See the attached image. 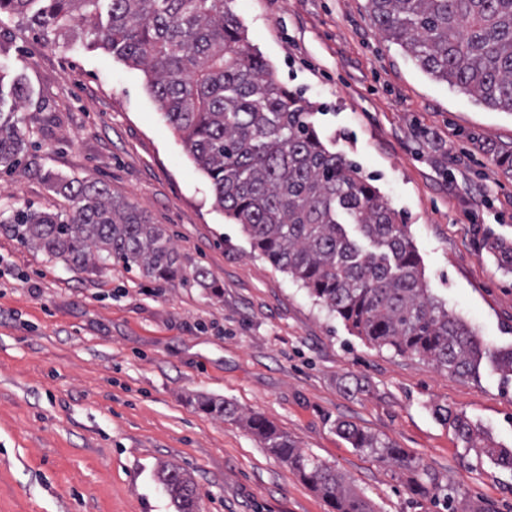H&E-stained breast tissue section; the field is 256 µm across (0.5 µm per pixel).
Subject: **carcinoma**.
<instances>
[{
	"instance_id": "carcinoma-1",
	"label": "carcinoma",
	"mask_w": 512,
	"mask_h": 512,
	"mask_svg": "<svg viewBox=\"0 0 512 512\" xmlns=\"http://www.w3.org/2000/svg\"><path fill=\"white\" fill-rule=\"evenodd\" d=\"M230 2L0 0V14L21 18L53 42L60 32L79 29L94 36L95 47L142 68L166 121L208 176L215 207L242 226L253 250L369 343L475 376L483 349L471 328L429 293L407 225L397 222L359 167L329 147L312 103L273 76ZM367 9L384 38L434 80L512 112V0H367ZM4 78L0 72V107L7 93L17 112L31 91L16 76L5 93ZM24 146L18 121L0 111V166H16ZM49 182L71 202L68 214L28 207L0 220V230L74 266L114 262L167 284L184 280L162 225L104 185ZM490 252L512 273V242L496 239ZM492 359L512 379V347ZM200 405L244 422L334 512H371L341 475L263 416L242 415L225 400ZM435 414L469 447L512 469V449L495 447L465 415L442 407ZM336 432L353 447L416 472L403 449L357 425L341 421ZM158 478L178 512H196L199 492L189 475L164 466Z\"/></svg>"
}]
</instances>
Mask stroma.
<instances>
[{
  "label": "stroma",
  "instance_id": "35a3bbf8",
  "mask_svg": "<svg viewBox=\"0 0 512 512\" xmlns=\"http://www.w3.org/2000/svg\"><path fill=\"white\" fill-rule=\"evenodd\" d=\"M238 18L406 224L430 293L486 352L511 347L512 273L488 245L512 241V172L497 159L512 112L424 73L383 39L366 0H251ZM67 42L0 18V65L31 90L18 113L25 153L0 167V215L69 212L53 176L100 182L164 227L187 280L75 268L0 232V512H177L163 463L195 479L197 512H332L204 398L273 422L372 512H448L451 500L512 512V470L434 414L465 415L512 449V383L487 360L463 378L352 335L214 207L144 72ZM340 420L405 449L437 489L412 494L409 472L352 447Z\"/></svg>",
  "mask_w": 512,
  "mask_h": 512
}]
</instances>
